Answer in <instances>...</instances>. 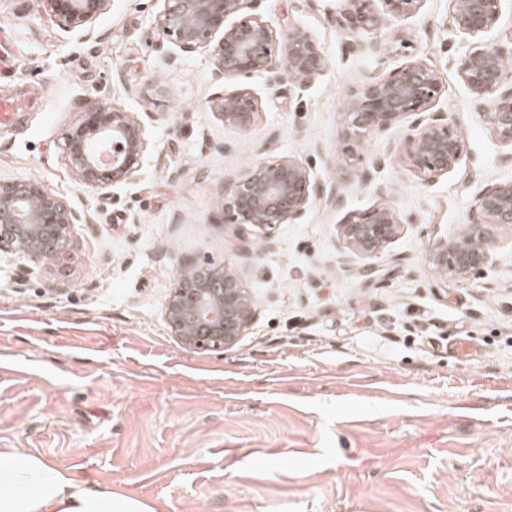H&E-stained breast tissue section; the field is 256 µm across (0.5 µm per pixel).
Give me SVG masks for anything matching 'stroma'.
Listing matches in <instances>:
<instances>
[{"label":"stroma","instance_id":"1","mask_svg":"<svg viewBox=\"0 0 512 512\" xmlns=\"http://www.w3.org/2000/svg\"><path fill=\"white\" fill-rule=\"evenodd\" d=\"M162 8L111 0L83 40L42 0H0V89L27 103L0 125V182L39 181L87 218L72 254L0 252V448L154 512H512V224L485 225L492 262L469 281L429 260L466 233L483 187L512 182L492 103L458 75L468 42L449 0L356 40L336 28L340 0H261L263 21L308 33L325 58L304 92L215 80L208 50L162 33ZM417 59L441 76L459 165L431 178L410 164L416 114L343 156L352 90ZM242 87L261 104L246 127L214 109ZM92 104L135 113L148 139L143 167L104 189L77 183L65 147ZM288 156L342 204L270 230L225 224L229 180ZM383 207L397 236L351 253L343 225ZM202 262L235 270L257 304L228 349H185L165 319L178 273ZM445 337L477 351L454 357Z\"/></svg>","mask_w":512,"mask_h":512}]
</instances>
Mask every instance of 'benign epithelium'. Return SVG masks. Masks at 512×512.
Masks as SVG:
<instances>
[{
    "label": "benign epithelium",
    "instance_id": "7a95c632",
    "mask_svg": "<svg viewBox=\"0 0 512 512\" xmlns=\"http://www.w3.org/2000/svg\"><path fill=\"white\" fill-rule=\"evenodd\" d=\"M46 10L66 32L83 38L92 36V23L109 0H44ZM157 25L183 52L207 49L219 79L264 73L276 84L282 73L273 59L281 58L288 78L305 87L325 67L315 40L295 30L277 32L262 21L256 9L259 0H162ZM336 27L357 38L381 25L371 10L374 0H342ZM388 15L399 18L410 13L418 0H382ZM502 0H467V6L452 3L455 29L471 48L458 61V72L477 100L489 99L493 111L483 113L486 123L512 147V86L507 88L504 53L485 40L497 24ZM441 94L436 69L423 61H410L394 72L361 84L347 106L346 146H361L362 136L385 130L404 115L430 112L407 139L405 151L412 165L424 174L444 175L454 170L463 154V136L445 112H433ZM215 110L224 122L246 127L259 112L258 98L248 89L226 93ZM148 151L143 126L131 112L118 107L90 106L66 134V153L78 184L104 187L129 178ZM341 202L339 188H326L313 181L297 159L284 157L254 164L247 174L231 181L224 194V217L231 224H252L271 229L277 224H296L318 201ZM497 224H512V183H490L476 201V215L463 237L437 244L432 254L435 272L466 281L490 261L485 247L481 217ZM84 223L82 215L51 195L40 183H0V251L12 252L32 262L42 261L46 246L54 253L70 251L74 227ZM394 212L381 208L362 221L343 225L348 248L370 256L380 251L399 231ZM257 306L241 278L224 274L222 268H198L195 281L177 286L166 307V320L178 341L196 351L234 346L256 319Z\"/></svg>",
    "mask_w": 512,
    "mask_h": 512
}]
</instances>
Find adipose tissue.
I'll return each instance as SVG.
<instances>
[{"instance_id":"adipose-tissue-1","label":"adipose tissue","mask_w":512,"mask_h":512,"mask_svg":"<svg viewBox=\"0 0 512 512\" xmlns=\"http://www.w3.org/2000/svg\"><path fill=\"white\" fill-rule=\"evenodd\" d=\"M0 512H153L141 500L85 489L45 459L0 450Z\"/></svg>"}]
</instances>
